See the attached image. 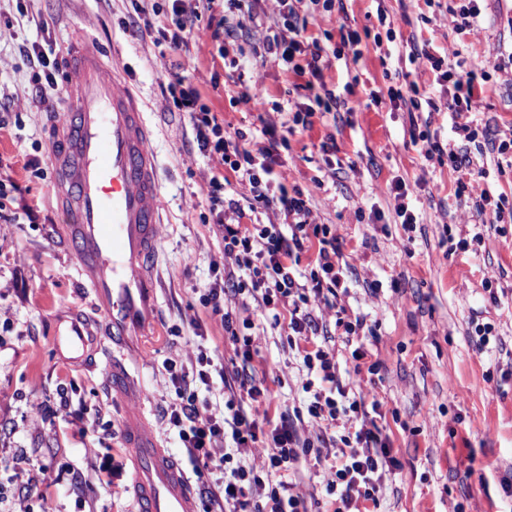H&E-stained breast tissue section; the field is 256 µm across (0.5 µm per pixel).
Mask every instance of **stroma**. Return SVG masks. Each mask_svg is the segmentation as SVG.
<instances>
[{"label":"stroma","instance_id":"stroma-1","mask_svg":"<svg viewBox=\"0 0 512 512\" xmlns=\"http://www.w3.org/2000/svg\"><path fill=\"white\" fill-rule=\"evenodd\" d=\"M15 0H0V97L8 99L19 121L0 133V162L30 189L40 220H14L0 211V512H11L18 495L16 467L33 479L50 478L55 512H132L130 478L120 492L98 479L105 453L123 464L131 459L124 445L125 426L141 417L161 448L174 458L182 450L169 438L161 419L164 401L174 394L163 368L166 359L189 362L198 348L210 351L215 364L230 365L234 351L219 320L199 303V295L224 264V245L211 226L202 224L201 194L206 166L191 152L190 127L183 114L168 111L160 83L162 58L150 40L130 36L119 20L131 0H25L20 15ZM477 34L457 33L446 11L425 0H350V24L363 40L362 57L351 50L331 59L327 82H355L362 102L352 125L331 115L314 118L311 130L290 136L278 171L284 182L309 194L318 223L335 225L348 245L357 248V280L345 304L364 314L375 335L366 337L369 360L379 361L374 382L354 372L345 337L331 334L337 374L343 384L377 398L397 464L384 478L375 512H512V223H480L471 202L456 196L448 166L426 160L412 130L456 142L453 121L442 107L447 87L430 72L410 63V38L431 40L442 53L461 59L497 62L512 55V0H483ZM409 24L393 41L375 45L381 32L377 12ZM42 18L44 29L34 20ZM90 36L103 53L119 49L128 84L141 97L155 131L160 177L168 207L159 226L160 252L155 270L159 321L154 335L135 338L126 363L136 367V388H112L103 354L89 365L63 362L52 336L57 314L76 308L90 318L100 313L78 284L74 254L64 239L63 218L52 199L45 106L36 97L19 44L42 39L65 45L78 33ZM199 63L200 86L213 111L225 122L249 128L260 118L286 121L273 102H298L291 77L274 63L254 67L246 76L259 97L250 106L236 104L237 77L229 62L216 58L207 20H200L189 42ZM417 82L422 97L438 112L410 113L390 104H370L371 93ZM475 124L512 129V83L498 73L484 84ZM336 141V169H328L320 143ZM42 159L41 175L18 167L21 155ZM410 184L409 207L417 218L405 229L392 210L390 188ZM481 234L475 252L455 254L457 242ZM492 292H485L484 281ZM379 283L378 293L368 283ZM497 302H490V295ZM493 323L499 340L477 348L474 321ZM266 359V380L291 407L303 406L297 364L278 331L256 336ZM73 410L93 422L85 439L72 437L60 392ZM325 461L308 458L300 467L299 490L310 512H332L322 483ZM82 473V488L71 484Z\"/></svg>","mask_w":512,"mask_h":512}]
</instances>
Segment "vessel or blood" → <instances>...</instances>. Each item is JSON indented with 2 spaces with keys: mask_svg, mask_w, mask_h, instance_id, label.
<instances>
[{
  "mask_svg": "<svg viewBox=\"0 0 512 512\" xmlns=\"http://www.w3.org/2000/svg\"><path fill=\"white\" fill-rule=\"evenodd\" d=\"M65 95L53 123V192L83 285L103 321L97 327L69 312L53 343L66 362L81 361L91 333L110 354L115 389H131L121 353L130 337L157 324L154 256L157 224L167 208L159 182L154 135L143 104L117 64H105L86 42L69 47L62 74ZM137 512H192L194 492L178 461L131 424Z\"/></svg>",
  "mask_w": 512,
  "mask_h": 512,
  "instance_id": "b4317fda",
  "label": "vessel or blood"
}]
</instances>
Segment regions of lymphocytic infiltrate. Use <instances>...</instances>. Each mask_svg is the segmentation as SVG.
I'll list each match as a JSON object with an SVG mask.
<instances>
[{
  "mask_svg": "<svg viewBox=\"0 0 512 512\" xmlns=\"http://www.w3.org/2000/svg\"><path fill=\"white\" fill-rule=\"evenodd\" d=\"M256 0H141L121 25L172 57L161 83L167 108L187 116L191 143L207 160L209 174L205 201L212 224L224 242V272L205 288L200 303L219 318L234 346L232 370H215L206 349H199L194 366L169 359L164 369L175 389L162 410L184 461L197 477L205 478V512H309L304 497L291 481L300 462L320 449L333 451L323 472L336 512H362L365 503H378L383 476L395 466L388 435L378 420L379 401H365L347 389L336 371V355L325 338L327 324L320 308L336 312L353 349L355 372L375 375L377 363H365L362 333L364 315L344 304L356 272L354 253L332 224L317 223L309 197L299 187H287L275 167L288 138L311 129L315 114H353L328 85L324 71L328 58L361 43L350 25L345 0H272L269 11H254ZM221 6L212 38L219 57H227L239 41L253 44L251 56L232 60L237 71L255 62L273 61L294 76V91L306 102L292 124H263L260 132L226 130L195 83L196 68L189 35L202 11ZM336 15L340 42L321 46L308 33L319 11ZM411 61L422 64L436 82L448 85L447 109L461 146L443 145L438 138L419 133L426 156L447 158L456 175L455 193L467 196L477 216L503 221L505 195H493L489 172L474 168L468 146L482 140L497 155L512 149V138H500L485 127L475 130L470 114L483 92L476 85L483 62L448 63L431 52L429 43L410 40ZM20 55L32 70L36 95L50 107H59L63 92L51 69L57 56L53 41L22 46ZM283 332L289 351L303 374L307 395L303 407L272 415L274 390L259 378L253 366L254 334L260 326ZM221 380L228 395L223 409L212 408L200 390ZM315 432H306V424ZM265 447L262 464L251 462L253 448Z\"/></svg>",
  "mask_w": 512,
  "mask_h": 512,
  "instance_id": "f902f5d3",
  "label": "lymphocytic infiltrate"
}]
</instances>
